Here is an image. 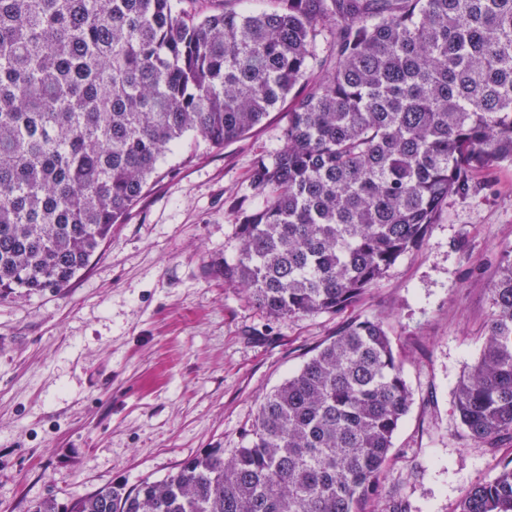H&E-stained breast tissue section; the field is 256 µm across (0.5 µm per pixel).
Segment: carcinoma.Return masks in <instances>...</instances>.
Instances as JSON below:
<instances>
[{"label":"carcinoma","mask_w":512,"mask_h":512,"mask_svg":"<svg viewBox=\"0 0 512 512\" xmlns=\"http://www.w3.org/2000/svg\"><path fill=\"white\" fill-rule=\"evenodd\" d=\"M0 0V294L66 286L189 137L287 105L235 211L224 282L273 319L339 314L418 248L450 195L512 163V0ZM455 391L468 438L512 435V250ZM413 402L357 320L267 393L242 447L30 512H365ZM457 512H512V459Z\"/></svg>","instance_id":"obj_1"}]
</instances>
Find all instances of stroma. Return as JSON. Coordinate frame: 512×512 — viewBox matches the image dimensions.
I'll list each match as a JSON object with an SVG mask.
<instances>
[{
  "instance_id": "stroma-1",
  "label": "stroma",
  "mask_w": 512,
  "mask_h": 512,
  "mask_svg": "<svg viewBox=\"0 0 512 512\" xmlns=\"http://www.w3.org/2000/svg\"><path fill=\"white\" fill-rule=\"evenodd\" d=\"M284 125L277 108L223 148L187 140L70 285L0 297V512L158 480L211 448L232 452L263 396L342 324L364 319L387 327L414 393L375 512L395 497L407 512H456L512 458L511 438L469 441L455 410L512 245V164L450 196L421 247L354 306L274 320L216 269L238 250L228 206H259L249 172L282 145Z\"/></svg>"
}]
</instances>
